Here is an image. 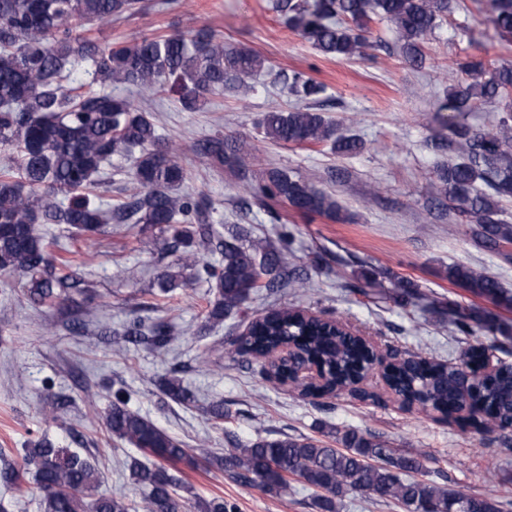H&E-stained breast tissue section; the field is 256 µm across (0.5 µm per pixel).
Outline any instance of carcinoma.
Returning a JSON list of instances; mask_svg holds the SVG:
<instances>
[{"label": "carcinoma", "mask_w": 512, "mask_h": 512, "mask_svg": "<svg viewBox=\"0 0 512 512\" xmlns=\"http://www.w3.org/2000/svg\"><path fill=\"white\" fill-rule=\"evenodd\" d=\"M450 0H274L272 8L290 30L321 55L361 57L368 46L370 23L382 21L397 34L403 58L421 64L425 44L448 16ZM140 0H0V144L17 157L0 163V273L29 277L27 297L37 305L61 303L70 290L89 292L80 266L68 263L57 272L39 230L63 224L89 244L108 224L139 227L138 246L156 247L154 232L169 235L167 250L173 271L159 279L167 294L203 279L209 294L205 322L231 316L262 288L286 285L296 291L306 280L295 275V256L287 243L275 245L242 225L220 235L213 229V208L202 196L183 191L189 170L182 154L154 123L149 112L106 90L112 84L137 89L150 99L173 80L181 109L197 112L210 99L234 93L260 74L265 61L254 51L227 48L224 37L208 26L193 31L146 37L102 48L92 38L73 34V22L106 25L138 9ZM495 36L512 41V0H492ZM91 63L87 81L72 85L75 64ZM464 79L448 90V147L457 157L440 163L434 186L463 224L471 239L499 250L512 244V223L503 218L502 202L512 199V65L492 71L474 59L457 63ZM298 104L264 113L258 127L265 138L297 146L325 144L338 156H353L363 142L329 122L314 104L325 86L296 72L289 84ZM503 104L497 129L475 132L456 120L477 102ZM209 168L228 166L242 175L245 193L261 201L278 199L292 210L333 222L347 220L336 198L299 174L278 168L258 181L248 177L249 157L243 145L214 135L194 147ZM132 159L130 175L140 190L107 206L95 202L102 173L112 158ZM218 253L213 263L207 255ZM448 280L498 307L512 308V296L484 269L452 264ZM100 325L97 305L87 297L82 327ZM172 339L164 320L130 319L118 342L161 349ZM237 351L266 356L292 345L326 374L323 390L339 393L365 368L364 342L343 334L333 322L304 310L272 307L236 340ZM480 352L468 346L459 364L430 361L416 354L387 372L388 385L402 400L421 410L457 419L483 434L512 428V367L485 377L463 394L460 369L478 363ZM170 399L188 404L193 396L173 376L161 381ZM107 432L156 459L148 465L130 459L135 483L148 489L136 502L95 495L98 468L76 453L64 456L47 439L24 449L22 467L33 472L43 492L41 512H185L186 500L166 465L189 460L182 441L131 410L127 400L110 405ZM339 448L304 435H257L235 444L210 463L234 480L271 493L288 491L290 480L302 482L317 496L323 512H336V500L364 493L402 512H505L496 490L474 494L450 491L418 478L425 465L418 454L404 453L371 433H336Z\"/></svg>", "instance_id": "obj_1"}]
</instances>
